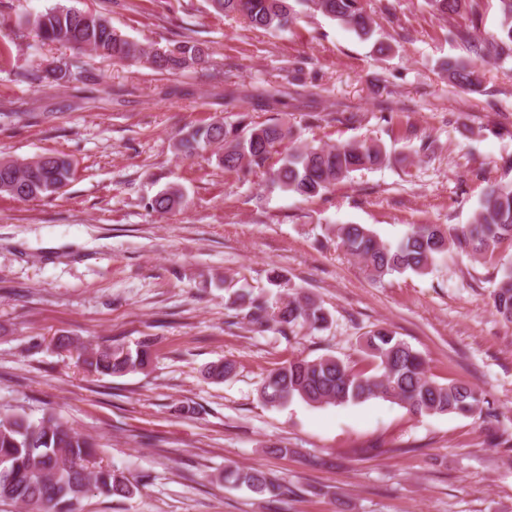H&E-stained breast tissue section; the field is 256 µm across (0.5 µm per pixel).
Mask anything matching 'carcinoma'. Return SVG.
I'll use <instances>...</instances> for the list:
<instances>
[{
  "label": "carcinoma",
  "mask_w": 512,
  "mask_h": 512,
  "mask_svg": "<svg viewBox=\"0 0 512 512\" xmlns=\"http://www.w3.org/2000/svg\"><path fill=\"white\" fill-rule=\"evenodd\" d=\"M501 12L499 32L492 40L498 56L512 55V0H498ZM442 16L469 13L479 20L476 0H428ZM221 15L242 16L253 28L285 31L307 11L319 12L369 39L375 21L363 0H210ZM36 35L43 42L60 43L74 49L89 48L119 61L144 62L160 73L174 72L202 60L203 50L183 41L162 52L147 51L139 43L112 28L102 16L57 5L33 20ZM82 69L75 58L66 68L48 67L44 75L16 73L20 82L60 81ZM448 81L465 88L478 84L475 64L449 60L442 64ZM291 137L290 128L274 122L254 125L241 119L235 124L214 121L192 127L181 134L175 149L185 158L213 145L222 150L220 164L226 170L252 173L269 168L271 186L282 192L314 197L350 178L356 171L382 164L386 154L376 143L351 142L328 147H295L268 167L276 148ZM68 159L44 153L31 159L0 160V195L27 201L57 193L72 178ZM183 196L177 190L158 193L149 207L157 213L179 208ZM341 246L359 258L373 280L410 271L429 273L438 257L453 247L470 249L484 259H493L500 246L512 244V182L491 186L483 195L470 224L448 230L440 224H413L395 246L378 240L361 224L337 228ZM500 278L493 292V308L505 322L512 323V260L500 264ZM225 306L259 331L274 326L283 333L297 327L325 329L331 315L314 296L294 292L272 302L263 293L236 288ZM365 353L375 363V372L358 370L334 355L313 360L295 358L276 368L264 380L260 396L276 406L295 398L308 404L360 403L382 398L407 408L415 415L457 414L480 416L486 398L483 392L458 381L441 384L428 377L422 354L396 336L388 327L367 333ZM152 341L141 342L136 352L122 348H95L82 359L86 370L98 375H124L147 368L151 363ZM236 369L231 359L213 364L208 377L224 380ZM92 439L75 430L53 413L33 417L24 412L0 409V501L22 504L30 512H74V504L98 491L112 497L129 498L137 486L112 468L95 465ZM224 481L272 498L288 492L277 479L260 468L228 465Z\"/></svg>",
  "instance_id": "carcinoma-1"
}]
</instances>
